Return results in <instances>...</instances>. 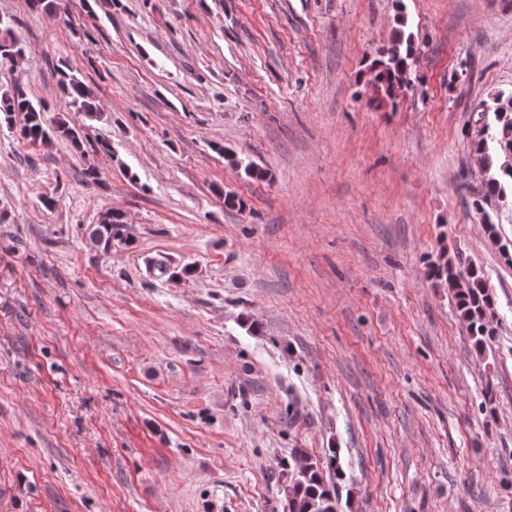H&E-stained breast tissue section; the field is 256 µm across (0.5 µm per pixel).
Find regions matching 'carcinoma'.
Listing matches in <instances>:
<instances>
[{
  "mask_svg": "<svg viewBox=\"0 0 512 512\" xmlns=\"http://www.w3.org/2000/svg\"><path fill=\"white\" fill-rule=\"evenodd\" d=\"M395 29L389 47L372 68V84L377 94L393 99L399 93L415 88L412 65L417 54L416 41L408 31V20L404 10H399ZM24 49L13 34L11 20L0 18V67L11 69L23 59ZM60 83L69 98V105L75 112L89 119H98L102 109L87 85L75 74L60 70ZM49 107L33 99L23 84L0 91V127L19 129L21 137L32 143L48 144L55 138L70 141L81 149L82 131L61 120L47 117ZM471 149L477 155L482 172L483 198L507 201L512 198V92L498 91L489 96L478 111L476 128L470 140ZM121 215L108 213L101 224L93 230L96 237L106 243L123 234ZM436 278L452 286L463 287L455 290L454 298L460 316L469 324L477 348H483L486 340L493 335L490 329L493 301L483 286L476 268L461 267L441 257L434 268ZM343 468L340 453L329 449L325 463L302 460L291 471L285 489V508L288 512H338V486L331 477H342Z\"/></svg>",
  "mask_w": 512,
  "mask_h": 512,
  "instance_id": "1",
  "label": "carcinoma"
}]
</instances>
